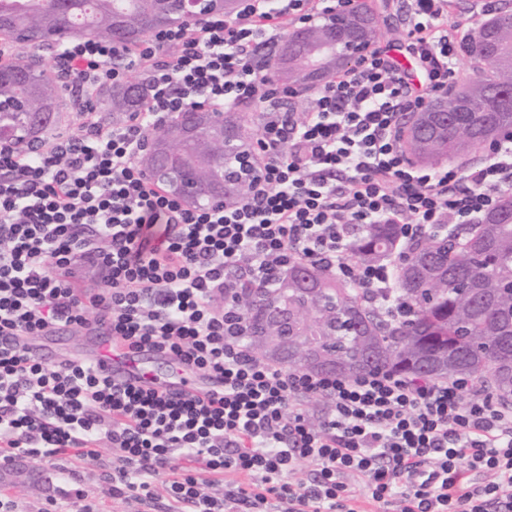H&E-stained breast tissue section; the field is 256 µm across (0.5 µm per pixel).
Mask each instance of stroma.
<instances>
[{"label": "stroma", "instance_id": "obj_1", "mask_svg": "<svg viewBox=\"0 0 512 512\" xmlns=\"http://www.w3.org/2000/svg\"><path fill=\"white\" fill-rule=\"evenodd\" d=\"M112 457L108 441H100L93 456L70 450L50 460L34 457L16 459L0 465V494L11 496L18 512H81L82 501L60 500L57 488L74 479L94 499L99 512H188L187 507L169 502L167 477L155 484L157 504L135 509L134 505L114 499L108 492L103 473Z\"/></svg>", "mask_w": 512, "mask_h": 512}]
</instances>
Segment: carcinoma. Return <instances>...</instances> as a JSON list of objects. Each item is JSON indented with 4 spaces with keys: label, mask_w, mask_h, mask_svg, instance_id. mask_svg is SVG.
<instances>
[{
    "label": "carcinoma",
    "mask_w": 512,
    "mask_h": 512,
    "mask_svg": "<svg viewBox=\"0 0 512 512\" xmlns=\"http://www.w3.org/2000/svg\"><path fill=\"white\" fill-rule=\"evenodd\" d=\"M0 0V26L19 36L21 47L39 46L47 35L87 14L80 31L114 41L121 29L140 38L151 31L189 21L178 0ZM329 22L309 26L302 50L291 53L295 34H285L272 49V77L297 85L304 66L323 45ZM464 51L485 64L482 74L436 102L443 111L413 113L403 118L407 147L419 161L436 165L463 156L500 131L512 130V14L493 18L462 42ZM144 96L141 85L112 89V111L131 112ZM58 90L53 80L31 68L20 56L0 66V133L19 137L32 147L56 122ZM224 129L233 137L213 141L206 155L185 143L174 154L197 158L188 168L208 177L212 168L224 181V202L231 203L249 189L253 169L242 164L253 132L238 113H224ZM394 224H368L359 229L352 257L376 262L399 247ZM406 263L396 269L394 293L411 307L403 321H389L354 284L329 277L304 264L288 266V287L244 286L226 334L254 347L256 333L281 314V354L277 364L289 369L357 375L390 370L430 375L428 359L448 365L447 378L477 382L493 377L494 391L512 402V193L480 224H459L439 237L422 235Z\"/></svg>",
    "instance_id": "carcinoma-1"
}]
</instances>
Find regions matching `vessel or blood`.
Returning a JSON list of instances; mask_svg holds the SVG:
<instances>
[{"instance_id":"b4317fda","label":"vessel or blood","mask_w":512,"mask_h":512,"mask_svg":"<svg viewBox=\"0 0 512 512\" xmlns=\"http://www.w3.org/2000/svg\"><path fill=\"white\" fill-rule=\"evenodd\" d=\"M92 358L98 362L103 373L113 382L132 385H158L171 394L195 393L210 390L214 381H204L177 364H170L165 381H158L154 364L159 356L148 351L133 352L125 346L112 342L108 337H95Z\"/></svg>"}]
</instances>
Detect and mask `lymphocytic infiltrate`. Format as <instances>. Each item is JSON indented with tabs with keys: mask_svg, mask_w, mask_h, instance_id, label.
Here are the masks:
<instances>
[{
	"mask_svg": "<svg viewBox=\"0 0 512 512\" xmlns=\"http://www.w3.org/2000/svg\"><path fill=\"white\" fill-rule=\"evenodd\" d=\"M397 48L375 47L319 87L297 112L296 88L257 59L293 25L335 11V0H238L229 16L163 27L144 39L78 38L58 72L76 87L78 135L0 155V462L93 455L108 439L112 495L147 504L174 454L249 481L217 499L203 472L184 470L169 494L192 512H361L348 478L377 508L402 512H512V407L477 383L389 372L357 376L289 370L225 335L243 270L269 286L288 264L321 267L367 289L400 318L389 265L350 258L365 224H394L410 245L450 224H476L512 190V131L475 166L438 170L408 156L400 117L422 111L460 75V45L474 16L449 19L448 0H405ZM147 77V94L106 127L91 106L101 88ZM260 114L250 191L221 207H193L160 192L139 157L151 132L188 109ZM107 289L81 294L86 272ZM224 306H217V298ZM97 326L204 376L219 391L175 397L119 385L94 361L59 365L29 345L60 328ZM323 399L319 423L304 404ZM315 467L302 488L301 463ZM482 481H474V474Z\"/></svg>",
	"mask_w": 512,
	"mask_h": 512,
	"instance_id": "1",
	"label": "lymphocytic infiltrate"
}]
</instances>
